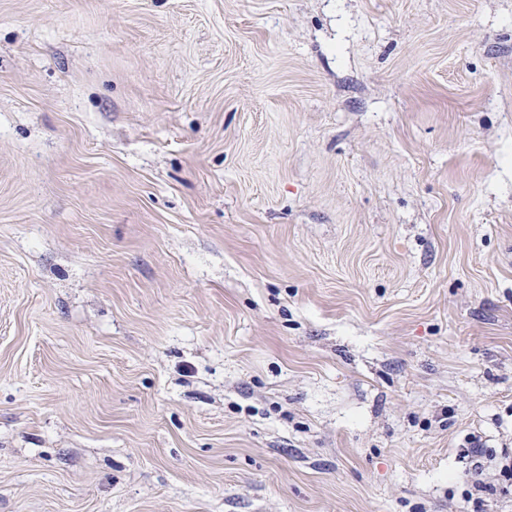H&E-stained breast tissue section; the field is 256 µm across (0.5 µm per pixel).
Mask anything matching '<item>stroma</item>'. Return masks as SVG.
I'll return each instance as SVG.
<instances>
[{
  "mask_svg": "<svg viewBox=\"0 0 512 512\" xmlns=\"http://www.w3.org/2000/svg\"><path fill=\"white\" fill-rule=\"evenodd\" d=\"M512 448V0H0V512H472ZM470 448H467L468 456L472 458L474 461L471 471L469 472V479L472 481V483L479 489H483L485 491H494V487L491 483H488L484 479V466L485 463L483 459L486 460H493L495 458H490L491 456H488L484 453L483 446L480 442V440L474 439L470 442Z\"/></svg>",
  "mask_w": 512,
  "mask_h": 512,
  "instance_id": "1",
  "label": "stroma"
}]
</instances>
